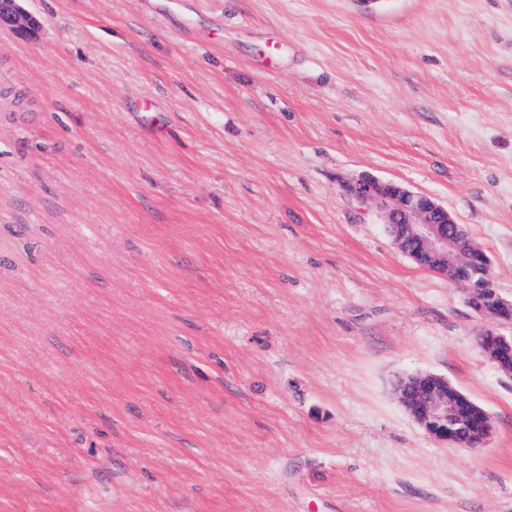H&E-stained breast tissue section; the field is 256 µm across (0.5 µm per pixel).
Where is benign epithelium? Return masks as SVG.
<instances>
[{
	"label": "benign epithelium",
	"instance_id": "7a95c632",
	"mask_svg": "<svg viewBox=\"0 0 512 512\" xmlns=\"http://www.w3.org/2000/svg\"><path fill=\"white\" fill-rule=\"evenodd\" d=\"M10 26L24 35H33L39 21L25 12L19 0H0V26ZM342 193L365 212L377 208L397 248L421 265L448 272L459 268L474 270L460 284L469 307L487 326L479 334V344L487 358L503 373L512 375V363L503 360L512 348V336L499 333L496 324L512 322V299L505 297L487 275L488 262L478 263L485 252L469 243L458 246L460 224L432 197L413 192L395 182L371 176L340 181ZM398 398L407 414L427 434L450 447H478L491 429L490 418L481 425L461 410L466 400L447 377L421 372L398 379Z\"/></svg>",
	"mask_w": 512,
	"mask_h": 512
}]
</instances>
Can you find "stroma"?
<instances>
[{"mask_svg":"<svg viewBox=\"0 0 512 512\" xmlns=\"http://www.w3.org/2000/svg\"><path fill=\"white\" fill-rule=\"evenodd\" d=\"M0 27V512H512V376L340 180L512 297V0H22ZM443 375L451 448L397 402ZM13 27L21 34L34 35L40 28L39 21L25 12L18 0L0 1V26ZM340 189L361 211L376 207L394 244L417 263L442 271L439 273L474 268L469 279L464 270L462 278L467 280L456 286L464 289L469 307L487 323L478 339L482 351L501 372L511 376L512 361L506 363L503 354L507 348L512 349V336L500 334L496 324L512 322V299L505 297L488 277L487 255L480 247L471 240L466 250L458 246L461 226L448 210L426 194L371 176L341 180ZM481 257L486 261L478 264ZM448 278L456 280L453 274ZM476 298L477 303H473ZM459 390L447 377L432 372L402 377L396 384L400 403L427 434L448 447H479L490 433V416L485 413L477 426L461 410L462 401L473 403Z\"/></svg>","mask_w":512,"mask_h":512,"instance_id":"stroma-1","label":"stroma"}]
</instances>
